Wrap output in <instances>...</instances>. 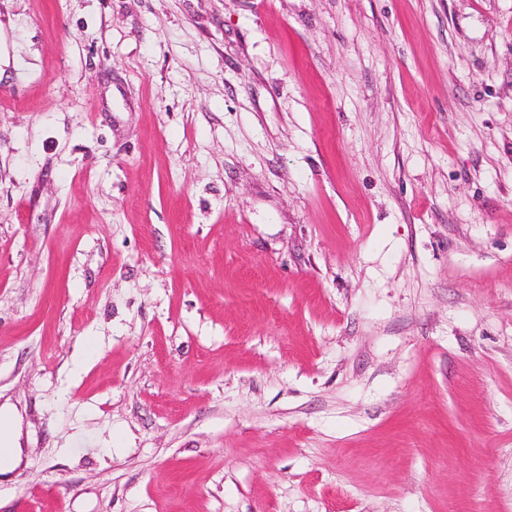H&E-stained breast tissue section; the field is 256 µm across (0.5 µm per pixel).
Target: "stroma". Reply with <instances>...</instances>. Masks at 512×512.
<instances>
[{"instance_id": "35a3bbf8", "label": "stroma", "mask_w": 512, "mask_h": 512, "mask_svg": "<svg viewBox=\"0 0 512 512\" xmlns=\"http://www.w3.org/2000/svg\"><path fill=\"white\" fill-rule=\"evenodd\" d=\"M0 512H512V0H0ZM0 421V474L6 475L20 462L17 415L11 406L0 407Z\"/></svg>"}]
</instances>
